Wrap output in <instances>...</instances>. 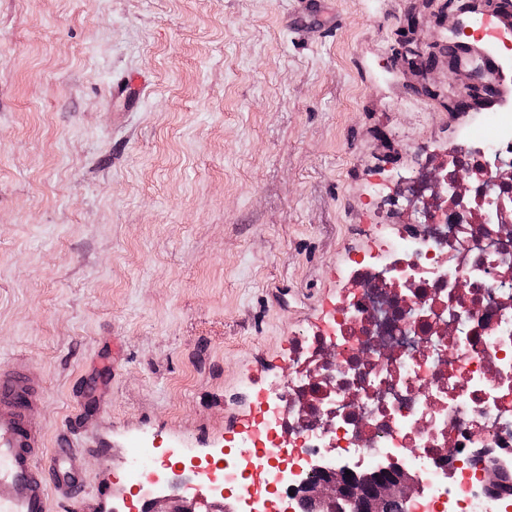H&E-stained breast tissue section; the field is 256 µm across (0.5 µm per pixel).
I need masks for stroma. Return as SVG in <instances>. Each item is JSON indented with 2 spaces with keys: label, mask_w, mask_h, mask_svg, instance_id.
Masks as SVG:
<instances>
[{
  "label": "stroma",
  "mask_w": 512,
  "mask_h": 512,
  "mask_svg": "<svg viewBox=\"0 0 512 512\" xmlns=\"http://www.w3.org/2000/svg\"><path fill=\"white\" fill-rule=\"evenodd\" d=\"M488 0H0V364L47 445L87 449L116 512L142 452L224 447L257 380L412 175L410 145L489 133L452 112L458 25ZM420 24L405 38L409 14ZM145 78L134 108L116 76ZM435 86L429 97L421 84Z\"/></svg>",
  "instance_id": "obj_1"
}]
</instances>
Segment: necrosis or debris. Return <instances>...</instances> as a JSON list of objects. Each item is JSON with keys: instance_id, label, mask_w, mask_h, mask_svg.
Returning <instances> with one entry per match:
<instances>
[{"instance_id": "4bbe7bcc", "label": "necrosis or debris", "mask_w": 512, "mask_h": 512, "mask_svg": "<svg viewBox=\"0 0 512 512\" xmlns=\"http://www.w3.org/2000/svg\"><path fill=\"white\" fill-rule=\"evenodd\" d=\"M413 152L418 172L392 194L406 210L349 256L331 309L290 338L288 372L262 395L266 470L285 476L265 481L262 507L317 460L394 454L440 480L416 512H495L448 454L512 457V115L465 150Z\"/></svg>"}]
</instances>
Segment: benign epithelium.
I'll list each match as a JSON object with an SVG mask.
<instances>
[{"mask_svg":"<svg viewBox=\"0 0 512 512\" xmlns=\"http://www.w3.org/2000/svg\"><path fill=\"white\" fill-rule=\"evenodd\" d=\"M480 476V493L489 500L512 494V465L493 448H480L465 458ZM351 474H346V471ZM427 485L424 467H410L404 459L389 455L370 469L319 461L307 477L291 489L294 504L302 512H386L392 501L411 510L412 497Z\"/></svg>","mask_w":512,"mask_h":512,"instance_id":"1","label":"benign epithelium"}]
</instances>
